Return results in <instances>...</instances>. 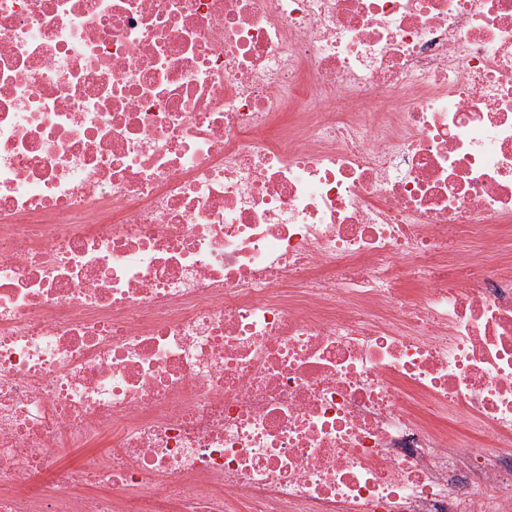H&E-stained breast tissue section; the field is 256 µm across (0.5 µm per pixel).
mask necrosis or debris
Segmentation results:
<instances>
[{"label":"necrosis or debris","instance_id":"4bbe7bcc","mask_svg":"<svg viewBox=\"0 0 512 512\" xmlns=\"http://www.w3.org/2000/svg\"><path fill=\"white\" fill-rule=\"evenodd\" d=\"M0 512H512V0H0Z\"/></svg>","mask_w":512,"mask_h":512}]
</instances>
